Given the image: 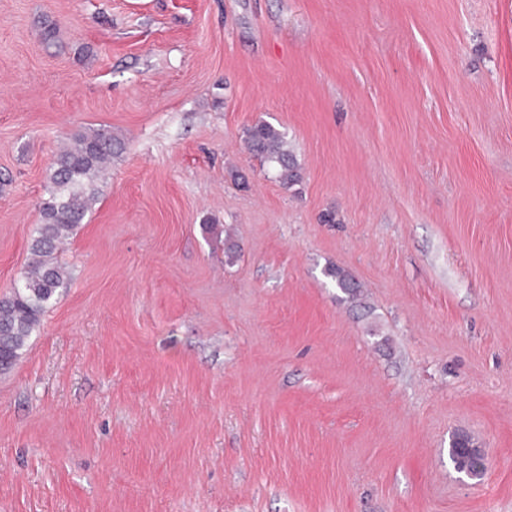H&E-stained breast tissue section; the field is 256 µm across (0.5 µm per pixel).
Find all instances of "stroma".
I'll return each mask as SVG.
<instances>
[{
	"label": "stroma",
	"mask_w": 512,
	"mask_h": 512,
	"mask_svg": "<svg viewBox=\"0 0 512 512\" xmlns=\"http://www.w3.org/2000/svg\"><path fill=\"white\" fill-rule=\"evenodd\" d=\"M88 127L127 149L0 374V512H512V0H0V296ZM245 142L251 154L276 172L282 185L289 187L300 180V164L288 147L285 133L267 121L259 120L246 130ZM326 274L331 277L335 282L336 288L343 295L340 297L341 301L350 304L351 307H362V285L351 273L337 266H332L326 269ZM448 456L459 473L477 478L484 472L485 458H482V450L466 432L461 431L452 435Z\"/></svg>",
	"instance_id": "stroma-1"
}]
</instances>
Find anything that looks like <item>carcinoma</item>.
I'll return each mask as SVG.
<instances>
[{"label":"carcinoma","mask_w":512,"mask_h":512,"mask_svg":"<svg viewBox=\"0 0 512 512\" xmlns=\"http://www.w3.org/2000/svg\"><path fill=\"white\" fill-rule=\"evenodd\" d=\"M245 142L251 154L276 172L282 185L299 182L300 164L285 133L259 120L247 128ZM125 150V142L112 131L88 128L76 133L73 145L54 157L47 174V197L39 205L40 224L31 238L32 261L11 293L0 299V374L15 367L47 306L68 288L70 274L58 260L60 246L83 223L98 200L108 165ZM326 274L341 292V301L361 305L362 285L351 273L332 266ZM448 456L459 473L477 478L484 472L482 450L463 431L452 435Z\"/></svg>","instance_id":"cac0c4a2"}]
</instances>
